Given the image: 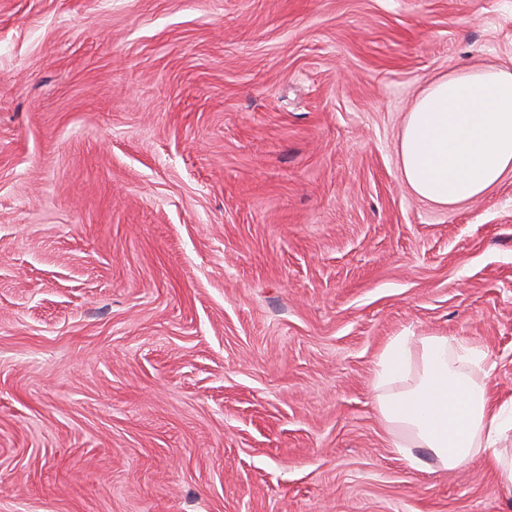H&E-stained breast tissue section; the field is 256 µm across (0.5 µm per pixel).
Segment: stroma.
Here are the masks:
<instances>
[{
    "label": "stroma",
    "mask_w": 512,
    "mask_h": 512,
    "mask_svg": "<svg viewBox=\"0 0 512 512\" xmlns=\"http://www.w3.org/2000/svg\"><path fill=\"white\" fill-rule=\"evenodd\" d=\"M478 64L512 0H0V512H512L372 390L409 330L512 399V174L398 158Z\"/></svg>",
    "instance_id": "1"
}]
</instances>
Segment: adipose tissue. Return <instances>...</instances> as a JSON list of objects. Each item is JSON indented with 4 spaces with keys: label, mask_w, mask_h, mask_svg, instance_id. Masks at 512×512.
<instances>
[{
    "label": "adipose tissue",
    "mask_w": 512,
    "mask_h": 512,
    "mask_svg": "<svg viewBox=\"0 0 512 512\" xmlns=\"http://www.w3.org/2000/svg\"><path fill=\"white\" fill-rule=\"evenodd\" d=\"M398 154L411 190L437 205L497 185L512 173V70L468 67L432 82L406 116ZM489 366L468 340L405 330L377 357L374 404L407 466L454 469L481 454L512 496V402L495 403L479 380Z\"/></svg>",
    "instance_id": "obj_1"
}]
</instances>
